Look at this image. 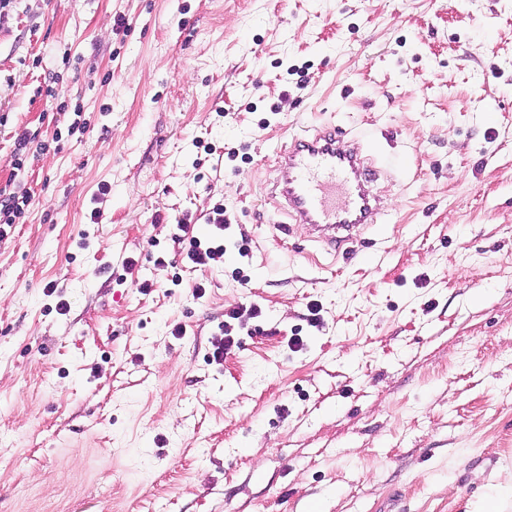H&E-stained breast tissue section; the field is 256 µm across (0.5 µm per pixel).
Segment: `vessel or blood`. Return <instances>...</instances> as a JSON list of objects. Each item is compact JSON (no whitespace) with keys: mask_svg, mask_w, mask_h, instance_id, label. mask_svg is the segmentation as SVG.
<instances>
[{"mask_svg":"<svg viewBox=\"0 0 512 512\" xmlns=\"http://www.w3.org/2000/svg\"><path fill=\"white\" fill-rule=\"evenodd\" d=\"M343 136L333 126L295 136L279 157L273 184L295 223L309 226L331 245L339 244L340 232L373 223L378 211L365 189V158L359 150L345 148Z\"/></svg>","mask_w":512,"mask_h":512,"instance_id":"obj_1","label":"vessel or blood"}]
</instances>
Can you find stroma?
Here are the masks:
<instances>
[{"instance_id": "obj_1", "label": "stroma", "mask_w": 512, "mask_h": 512, "mask_svg": "<svg viewBox=\"0 0 512 512\" xmlns=\"http://www.w3.org/2000/svg\"><path fill=\"white\" fill-rule=\"evenodd\" d=\"M1 113L32 201L0 240V512H484L512 483V0H14ZM334 125L380 200L336 250L268 186ZM217 203L200 268L176 222ZM178 229L182 232L175 237L181 244L187 259L196 266H209L213 262L224 258L226 247L224 235H214L208 240L202 241L195 232V224H191L189 218L183 217L177 220ZM261 309L256 305H250L246 307H236L229 310L225 314L224 324L220 326V333L214 338L212 342V350L208 353V359L215 362H222L224 355L227 354L234 346L239 343L236 340L237 328H242L245 325L246 320L254 319L259 317Z\"/></svg>"}]
</instances>
